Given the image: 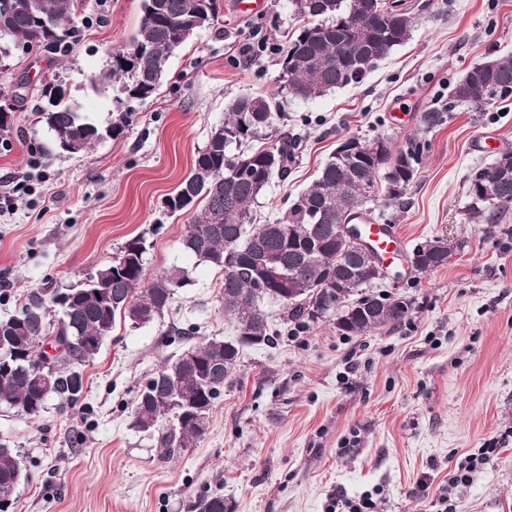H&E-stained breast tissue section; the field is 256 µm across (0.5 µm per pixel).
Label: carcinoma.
I'll return each instance as SVG.
<instances>
[{"label":"carcinoma","mask_w":512,"mask_h":512,"mask_svg":"<svg viewBox=\"0 0 512 512\" xmlns=\"http://www.w3.org/2000/svg\"><path fill=\"white\" fill-rule=\"evenodd\" d=\"M11 0H0V41L55 51L68 38V22L85 7V0H40L41 11L33 16L10 8ZM295 15L305 21L299 34L279 52L281 90L296 98L312 100L336 89L358 84V59L367 49L379 62L407 43L413 31V16L406 0L381 14L372 11L371 0H292ZM142 15L129 45L148 44L153 50L140 59H125V47L112 51V69L91 82L114 79L121 82L116 97V115L106 123L82 116L65 101L61 86L42 85L36 122L51 135V147L62 152L60 138L83 140V150L106 137L117 139L136 118L135 104L149 102L166 75L169 59L187 43L181 37L184 25L204 18L203 27L219 15V0H142ZM487 84L512 83V55L487 60ZM457 80L448 97L422 113L419 130L406 146L395 147L392 137L380 133L371 139L351 137L357 152H334L317 178L272 224L252 223L251 206L274 179L284 180L294 159V143L283 137L256 150L243 151L271 127L280 103L274 97L244 95L228 106L224 122L211 130L198 152L189 175L167 195L169 216H190L181 238L183 250L198 262L222 270L221 300L224 315L236 338L213 337L184 349L153 374L169 392L181 400L137 396L130 426L157 436L163 458L177 448H192L203 438L194 411L211 413L227 381L236 372L243 349L242 336H258L271 347L282 335L281 323H269L265 301L274 294L297 297L282 301L286 321L299 330L311 323L329 321L341 336H354L401 323L412 302L372 291L380 279L378 271L353 256V247L336 237V225L371 221L368 204L381 199L394 205L407 195L423 161L420 146H429L427 135L449 123L457 109L482 110L484 104L470 100ZM508 176L497 162L477 170L469 178L468 215L476 224H496L512 208V163ZM201 209H196V206ZM440 247L422 252L420 273L436 271L448 264L452 249L439 238ZM146 238L127 241L112 261L89 274L87 281L63 291L41 288L25 297L19 313L0 319V405L38 417L47 404L73 407L80 400L71 396L67 374L92 361L102 341L112 336L116 316L122 315L135 328L162 316L178 292L192 285L188 268L174 265L162 274L148 277L145 267ZM347 286V310L353 312L346 325L337 316L316 314L320 297L316 287L328 276ZM98 281L112 292L108 304L99 303L90 288ZM61 345L51 365H46L45 341ZM27 478L18 453L0 444V501L13 500V493ZM190 512H232L221 494L201 495Z\"/></svg>","instance_id":"obj_1"}]
</instances>
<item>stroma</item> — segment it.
Instances as JSON below:
<instances>
[{"instance_id": "1", "label": "stroma", "mask_w": 512, "mask_h": 512, "mask_svg": "<svg viewBox=\"0 0 512 512\" xmlns=\"http://www.w3.org/2000/svg\"><path fill=\"white\" fill-rule=\"evenodd\" d=\"M408 2L415 26L406 44L362 82L301 101L281 93L276 55L239 53L258 35L282 47L298 35L291 0H265L252 16L221 0L218 19L170 58L159 91L126 134L73 156L45 155L35 90L58 81L76 110L111 119L118 83L96 90L90 79L136 30L141 0H86L70 25L69 53L0 60V86L23 98L11 103L12 127L0 136V193L26 172L30 149L42 152L45 176L35 194L0 215V317L15 314L32 289L79 286L138 235L150 244L148 276L179 265L193 280L152 323L117 319L84 369L76 407L52 402L30 419L0 406V443L19 453L30 475L14 492V512H188L211 493L234 512H332L336 499L366 496L375 512H441L445 494L454 512H512V210L499 223L473 224L467 198L469 177L512 150V101L458 109L430 133L402 204L375 206L408 246L439 237L465 243L437 271L381 281L382 290L412 301L401 323L341 336L319 322L247 350L204 439L170 458L129 425L139 386L180 350L170 328H194L198 342L232 331L219 269L181 247L187 217L155 224L229 102L278 95L267 140L285 132L295 141L288 179L273 181L252 208L254 222L267 224L342 139L385 132L405 146L422 112L447 99L473 64L512 53V0ZM490 442L498 455L449 490L456 461Z\"/></svg>"}]
</instances>
